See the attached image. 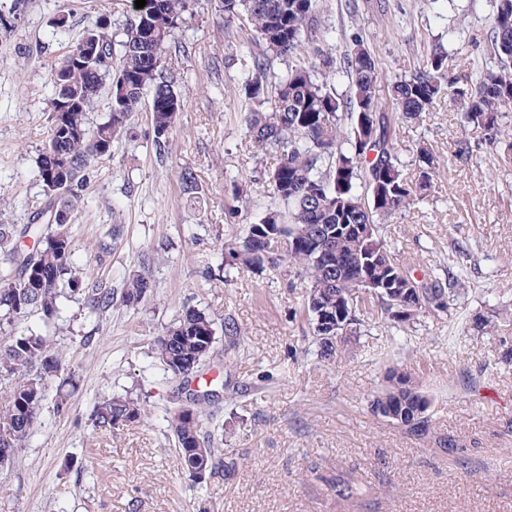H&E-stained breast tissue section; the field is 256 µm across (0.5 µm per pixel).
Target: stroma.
I'll return each mask as SVG.
<instances>
[{
	"mask_svg": "<svg viewBox=\"0 0 512 512\" xmlns=\"http://www.w3.org/2000/svg\"><path fill=\"white\" fill-rule=\"evenodd\" d=\"M493 0H320L319 32L337 54L362 32L384 83L409 76L432 44L457 29L476 38L470 56L448 68L480 77L497 60L487 33ZM126 0H0V224H23L45 199L38 158L51 119L54 70L85 31L107 20L122 40ZM247 31L225 26L211 0H192L163 65L184 98L178 134L165 154L151 144L150 95L127 136L99 160L73 224V271L82 293L63 292L52 322L41 314L17 328L47 327L60 376L47 382L34 429L0 467V512H512V165L494 157L483 133L446 100L396 126L398 151L413 171L420 144L449 170L423 203L382 226L401 262L458 276L449 318H421L407 330L367 320L349 354L315 355L301 316L306 282L281 272L224 276L226 178L246 177L237 223L279 209L263 173L276 154H257L240 123L241 73L233 60ZM471 156L451 162L457 142ZM193 169L202 205L186 202L179 176ZM147 272L153 292L137 307L90 312L88 288L119 287ZM187 307L207 311L219 332L205 369L237 389L233 404L211 406L224 427L218 447L234 474L192 488L177 465L162 408L169 392L151 343ZM243 330L244 351L223 336L225 317ZM411 374L432 405V425L412 434L375 416L369 398L388 366ZM75 388L53 411L60 377ZM139 394V423L109 435L90 420L98 399ZM365 489L336 500L327 477Z\"/></svg>",
	"mask_w": 512,
	"mask_h": 512,
	"instance_id": "35a3bbf8",
	"label": "stroma"
}]
</instances>
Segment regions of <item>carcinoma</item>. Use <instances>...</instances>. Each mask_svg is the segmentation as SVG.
<instances>
[{"instance_id":"obj_1","label":"carcinoma","mask_w":512,"mask_h":512,"mask_svg":"<svg viewBox=\"0 0 512 512\" xmlns=\"http://www.w3.org/2000/svg\"><path fill=\"white\" fill-rule=\"evenodd\" d=\"M215 10L231 26L243 18L249 35L238 58L242 76L241 107L245 136L262 153L279 155L265 172L274 194L287 212L270 209L224 240L225 267L258 277L288 267L308 281L304 312L313 326L317 355L329 359L347 350L362 336L363 315L395 327L410 326L429 314L448 311L458 281L441 280L430 272L421 277L401 265L379 234V225L397 212L423 200L432 184L445 175L433 152L417 149L416 169L406 170L395 143L397 121H418L453 89L462 87L467 122L483 131L492 153L512 162V129L504 125V109L512 105V0H494L489 34L497 69L474 79L448 70V55L435 50L409 77L387 85L396 111L381 105L382 75L377 60L359 35L336 58L327 36L316 33L318 0H213ZM125 39L121 42L117 73L113 75L111 105L99 123L88 112L102 84L87 68L64 61L53 75L51 106L61 92L74 104L71 112H52L48 137L38 159L45 188V210L59 211L55 222L0 224V322L39 312L45 321L59 314L60 284L81 291L72 276V215L93 168L111 155L112 143L128 134L131 113L146 89H151L152 146L168 150L177 131L184 100L173 78L145 58H162L186 21L190 0H146L142 8L128 0ZM306 54L310 62L274 72V61ZM341 73L350 93L341 97L329 80ZM183 194L199 199L197 175L180 174ZM288 240L280 253L267 251L265 227ZM32 241V247L24 245ZM154 288L144 272L123 278L120 292L97 288L88 296L91 311L140 304ZM339 325L346 338L336 342L320 329L318 317ZM214 320L203 309L187 307L165 333L154 341L163 380L177 382L163 420L174 438L182 472L194 485L218 470L231 474L233 457L218 454L210 436L202 433L205 405L226 393L230 385L217 378L205 387L202 364L215 343ZM59 359L50 352L49 338L26 329L15 332L0 346V377L12 380L10 399L0 411V464L9 462L30 435L45 400L46 381L58 376ZM429 397L398 366L385 372V385L371 400V411L407 431L422 435L430 428ZM143 403L130 395L97 401L91 412L94 427L118 432L142 418ZM329 486L342 501L362 496V488L344 478Z\"/></svg>"}]
</instances>
